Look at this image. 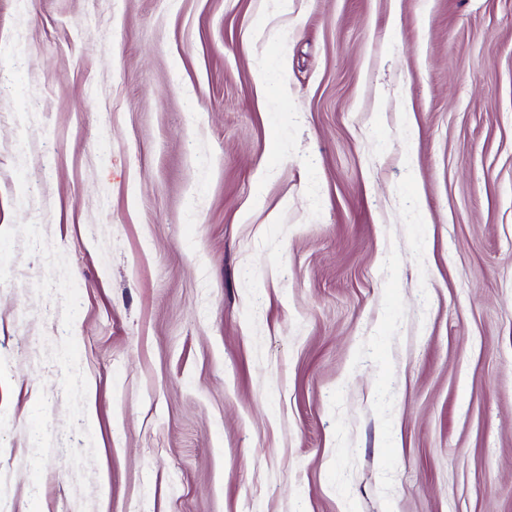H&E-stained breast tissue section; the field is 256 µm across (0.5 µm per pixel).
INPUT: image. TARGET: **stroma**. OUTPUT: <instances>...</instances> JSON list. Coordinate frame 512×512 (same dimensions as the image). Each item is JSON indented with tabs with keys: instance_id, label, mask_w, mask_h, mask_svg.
Instances as JSON below:
<instances>
[{
	"instance_id": "35a3bbf8",
	"label": "stroma",
	"mask_w": 512,
	"mask_h": 512,
	"mask_svg": "<svg viewBox=\"0 0 512 512\" xmlns=\"http://www.w3.org/2000/svg\"><path fill=\"white\" fill-rule=\"evenodd\" d=\"M0 79V512H512V0H0Z\"/></svg>"
}]
</instances>
